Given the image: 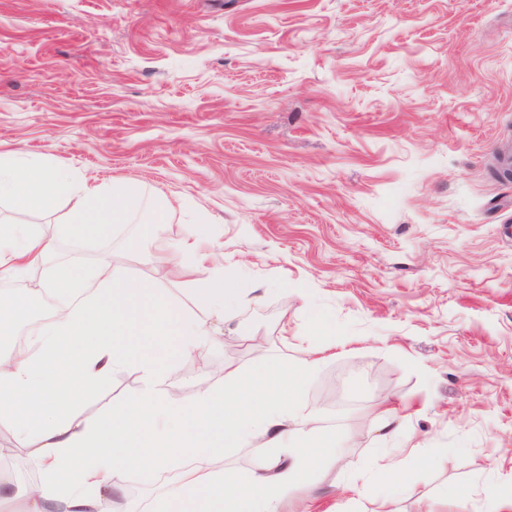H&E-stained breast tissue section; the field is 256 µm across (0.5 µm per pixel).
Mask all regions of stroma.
I'll return each mask as SVG.
<instances>
[{
    "instance_id": "1",
    "label": "stroma",
    "mask_w": 512,
    "mask_h": 512,
    "mask_svg": "<svg viewBox=\"0 0 512 512\" xmlns=\"http://www.w3.org/2000/svg\"><path fill=\"white\" fill-rule=\"evenodd\" d=\"M512 0H0V153L89 180L137 178L174 212L58 241L54 262L105 253L130 276L196 216L243 288L233 331L182 360L184 395L213 368L293 362L316 341L315 300L348 343L303 386L318 427L352 446L314 479L320 512H380L343 489L345 465L384 447L391 403L412 446L396 450L414 494L398 512H463L512 492ZM146 381L113 371L77 409L101 418ZM422 452L439 459L415 468ZM163 475L130 478L116 512L145 506Z\"/></svg>"
}]
</instances>
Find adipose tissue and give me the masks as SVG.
Masks as SVG:
<instances>
[{
  "label": "adipose tissue",
  "mask_w": 512,
  "mask_h": 512,
  "mask_svg": "<svg viewBox=\"0 0 512 512\" xmlns=\"http://www.w3.org/2000/svg\"><path fill=\"white\" fill-rule=\"evenodd\" d=\"M14 209L48 211L67 204L59 235L83 241L123 224H162L170 204L147 197L140 182L115 188L38 160L0 154V202ZM205 223L192 224L177 254L210 275L192 281L187 303L164 298L158 281L129 278L109 257L72 267L51 264L55 241L31 225L0 220V279L20 280L42 270L43 293L55 302L29 330L30 350L0 356V425L11 429L41 474L23 485L0 470V512H100L103 498L120 495L115 469L144 476L165 470L176 452L189 464L148 512H282L297 500L317 512L310 478L332 460L336 435L315 428L299 393L338 338L317 305L305 302L320 340L295 363L269 360L251 372H226L221 388L185 400L168 394L175 369L213 326L231 319L240 300L236 282L205 246ZM136 364L151 389L113 405L108 418L75 419L74 407L112 371ZM229 448H250L258 465L244 475L221 468ZM411 485L398 462L366 461L347 467L345 489L368 477Z\"/></svg>",
  "instance_id": "adipose-tissue-1"
}]
</instances>
